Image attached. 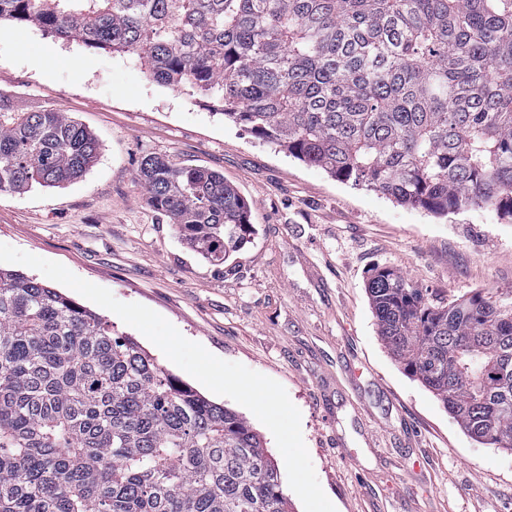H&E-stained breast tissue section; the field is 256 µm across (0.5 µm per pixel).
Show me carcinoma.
I'll use <instances>...</instances> for the list:
<instances>
[{
    "label": "carcinoma",
    "instance_id": "1",
    "mask_svg": "<svg viewBox=\"0 0 512 512\" xmlns=\"http://www.w3.org/2000/svg\"><path fill=\"white\" fill-rule=\"evenodd\" d=\"M145 59L149 77L332 177L512 219V0H0V22ZM100 145L0 94V192L83 176ZM148 204L214 265L253 234L224 175L149 154ZM391 357L476 440L512 449V291L449 300L376 267ZM0 512H290L246 417L70 297L0 269Z\"/></svg>",
    "mask_w": 512,
    "mask_h": 512
}]
</instances>
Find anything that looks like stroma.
Returning a JSON list of instances; mask_svg holds the SVG:
<instances>
[{"label": "stroma", "mask_w": 512, "mask_h": 512, "mask_svg": "<svg viewBox=\"0 0 512 512\" xmlns=\"http://www.w3.org/2000/svg\"><path fill=\"white\" fill-rule=\"evenodd\" d=\"M0 93L100 144L74 182L0 192V243L279 382L336 512H512V452L472 439L403 371L366 293L376 266L449 299L512 290V220L492 208L436 216L341 182L225 120L217 101L152 81L138 54L34 25L0 23ZM148 153L223 174L250 203L255 231L225 264L147 204L137 170Z\"/></svg>", "instance_id": "35a3bbf8"}]
</instances>
